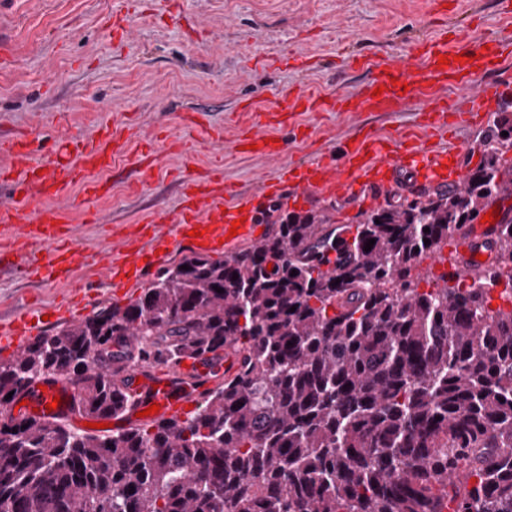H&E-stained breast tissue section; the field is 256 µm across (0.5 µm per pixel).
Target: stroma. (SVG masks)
Here are the masks:
<instances>
[{"label":"stroma","instance_id":"35a3bbf8","mask_svg":"<svg viewBox=\"0 0 512 512\" xmlns=\"http://www.w3.org/2000/svg\"><path fill=\"white\" fill-rule=\"evenodd\" d=\"M437 0H174L164 11L155 0H0V137L27 132L33 157L49 162L58 141L97 135L134 124L138 135L177 137L181 117L202 110L223 127L217 141L194 135L186 151L160 149L157 165L137 190L113 180L109 196L94 202L97 221L72 212L83 245L109 251L111 229L132 223L159 206L177 212L180 179L219 160L224 180L241 193H257L292 163L320 152H337L362 126L391 135L412 125L414 111L394 116L371 112H302L296 128H284V154L277 159L232 151L230 122L241 99L273 101L284 92L313 90L332 95L360 87L366 73L344 65L348 54L378 60L406 55L412 41L429 32ZM129 10L132 37L113 40L102 19L116 6ZM480 24L481 36L512 29L495 0H446L449 24ZM314 57L306 70L257 63L261 53L280 49ZM91 290L95 309L127 305L139 289L114 294L97 266L77 269L72 281L40 283L0 271V319L19 305L52 307L73 287Z\"/></svg>","mask_w":512,"mask_h":512}]
</instances>
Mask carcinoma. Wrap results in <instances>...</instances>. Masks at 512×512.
Here are the masks:
<instances>
[{"mask_svg": "<svg viewBox=\"0 0 512 512\" xmlns=\"http://www.w3.org/2000/svg\"><path fill=\"white\" fill-rule=\"evenodd\" d=\"M511 148L502 110L460 188L358 211L331 269L309 253L325 218L288 212L248 247L187 257L134 302L35 337L0 361V406L51 377L78 385L73 412L110 417L134 404L128 365L228 346L242 361L183 421L106 435L1 420L0 498L14 512H512V219L490 264L417 272L512 195ZM502 278L494 308L482 285Z\"/></svg>", "mask_w": 512, "mask_h": 512, "instance_id": "cac0c4a2", "label": "carcinoma"}]
</instances>
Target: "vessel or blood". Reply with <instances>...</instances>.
Returning <instances> with one entry per match:
<instances>
[{"mask_svg": "<svg viewBox=\"0 0 512 512\" xmlns=\"http://www.w3.org/2000/svg\"><path fill=\"white\" fill-rule=\"evenodd\" d=\"M449 58L440 66V58ZM512 60V35L494 32L478 38L447 31L414 40L406 57L372 60L359 55L355 65L367 73L360 88L330 96L313 92L282 93L272 106L258 100L242 101L235 118L232 142L236 152L257 144L258 155L276 157L283 144L267 141L266 129L291 124L299 112H383L395 114L415 110L418 120L397 134L381 136L364 128L344 141L338 154H320L316 159L291 166L275 182L264 184L260 196L283 201L309 202L325 198H345L360 203L363 197L382 198L397 185L408 193L421 188L463 185L474 157L475 147L455 138L458 128L476 124L486 112L496 109L504 97L512 95V75L504 73ZM460 89L461 95L446 97L447 87ZM380 97H373L375 89ZM28 136L19 132L0 138V181L10 187V198L0 202V270L10 269L30 279L46 282L70 280L82 265L105 263L114 287L145 285L150 273L164 267L173 254L185 250L193 254H230L253 238L258 225L255 198L237 193L224 182L222 165L210 164L199 176L181 181V208L176 215L155 209L139 216L129 233H115L108 254L89 251L79 244L71 224L68 206L55 204L26 219L22 202L56 199L62 182L81 186L86 201H95L111 190L109 181L100 179L103 171L114 169L116 159L132 156L138 174L151 171L158 151L154 139L138 138L133 126H114L112 130L86 139L63 142L58 149L61 169H41L32 162ZM237 235H230V228ZM202 230V238L192 230ZM490 224L473 225L458 247L459 270L474 264L477 255L487 254L493 236ZM92 302L90 292L78 293L76 301L56 307L52 320L22 307L6 321H0V349L20 353L35 337L44 335L50 324L78 320ZM239 357L225 352L223 358L210 355L188 359L178 371H159L147 366L124 373L129 391L137 402L132 412L114 419L117 429L137 423L136 413L159 405L163 418H184L201 382L210 374L233 372ZM71 385L62 379L33 384L25 393L24 415L70 417ZM57 402L47 410L48 402Z\"/></svg>", "mask_w": 512, "mask_h": 512, "instance_id": "b4317fda", "label": "vessel or blood"}]
</instances>
